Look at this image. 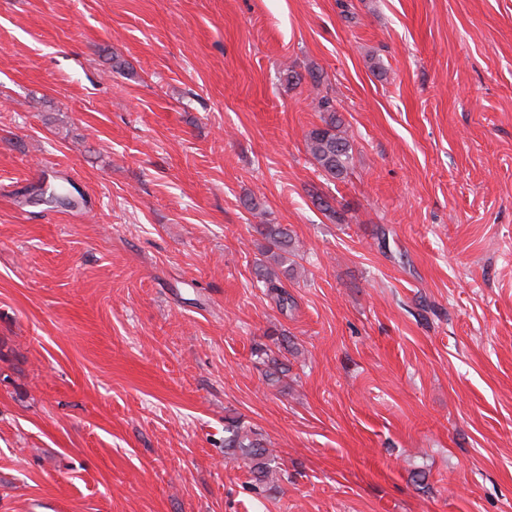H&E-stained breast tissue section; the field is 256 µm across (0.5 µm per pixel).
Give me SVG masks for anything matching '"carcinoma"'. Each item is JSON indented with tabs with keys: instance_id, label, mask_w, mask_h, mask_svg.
Masks as SVG:
<instances>
[{
	"instance_id": "obj_1",
	"label": "carcinoma",
	"mask_w": 512,
	"mask_h": 512,
	"mask_svg": "<svg viewBox=\"0 0 512 512\" xmlns=\"http://www.w3.org/2000/svg\"><path fill=\"white\" fill-rule=\"evenodd\" d=\"M314 108L321 113L322 125L315 126L308 132L307 152L326 177L341 179L350 169L352 144L341 130V121L336 116V108L329 95H316ZM255 231L265 242L264 253L273 260L271 264H257L256 275L275 305L284 310L288 308V300H290L283 282V279L288 277V271L278 270L276 266L282 264L285 255L290 252L291 234L287 227L281 224H269L263 220L255 225ZM255 353L262 364L268 367V373H266L268 384L277 386L281 376L288 371V365L272 355V350L268 348L260 346L255 349ZM224 449L226 453L243 459L255 486H266L279 479L280 467L277 455L268 448L262 434L245 426L234 417L224 421Z\"/></svg>"
}]
</instances>
